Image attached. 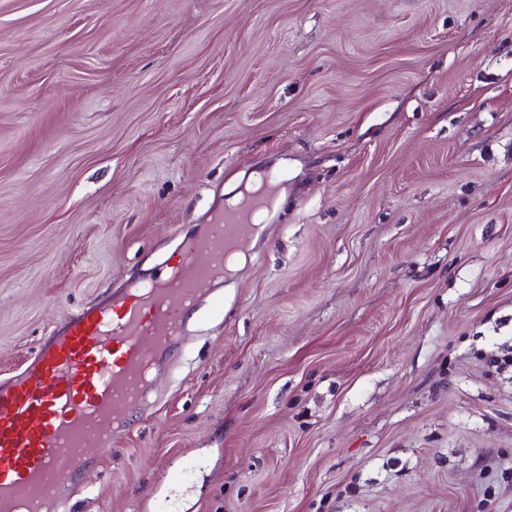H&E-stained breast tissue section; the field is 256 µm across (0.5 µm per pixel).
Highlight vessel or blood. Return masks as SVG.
Instances as JSON below:
<instances>
[{"label":"vessel or blood","instance_id":"1","mask_svg":"<svg viewBox=\"0 0 512 512\" xmlns=\"http://www.w3.org/2000/svg\"><path fill=\"white\" fill-rule=\"evenodd\" d=\"M273 206L266 194L225 208L202 235L180 239L152 278L79 311L0 380V512H64L96 465L91 449L111 445L148 406L145 371L174 365L204 284L223 278L226 256L254 239Z\"/></svg>","mask_w":512,"mask_h":512}]
</instances>
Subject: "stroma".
Returning <instances> with one entry per match:
<instances>
[{"instance_id": "obj_1", "label": "stroma", "mask_w": 512, "mask_h": 512, "mask_svg": "<svg viewBox=\"0 0 512 512\" xmlns=\"http://www.w3.org/2000/svg\"><path fill=\"white\" fill-rule=\"evenodd\" d=\"M271 170L70 512H512V0H0V379Z\"/></svg>"}]
</instances>
